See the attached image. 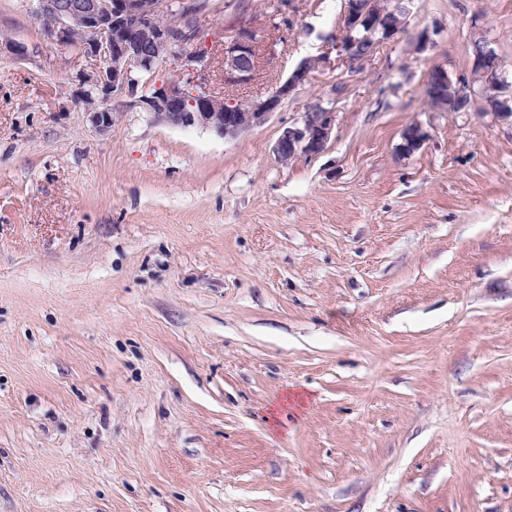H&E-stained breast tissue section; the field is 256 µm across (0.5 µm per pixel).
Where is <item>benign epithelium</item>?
Instances as JSON below:
<instances>
[{"instance_id": "obj_1", "label": "benign epithelium", "mask_w": 512, "mask_h": 512, "mask_svg": "<svg viewBox=\"0 0 512 512\" xmlns=\"http://www.w3.org/2000/svg\"><path fill=\"white\" fill-rule=\"evenodd\" d=\"M37 16L46 40L68 46L79 44L81 56H92L104 67L88 76L84 104L92 126H112V111L101 108L93 93L138 97L137 104L154 121L178 128H201L217 136L234 138L264 125L281 101L309 82L313 72L330 64L326 53L301 60L288 79L265 97L240 100L228 88L253 80L261 54L267 50L264 29H244L224 40V93L211 91L205 73V51L197 47L201 0H38ZM404 0H344L340 33L332 41L336 56L360 67L383 44L395 41L407 25ZM25 59L29 49L13 39L0 40V53ZM169 57L189 63L185 77L157 83L138 95L141 79ZM499 60L486 49L474 57L470 75L453 74L444 66L432 68L425 97L433 112H448L459 102L481 97L484 112L512 119V105L501 98ZM336 125V112L318 102L284 128L273 152L281 163L312 158L327 148ZM429 133L419 122L405 128L399 144L403 158L420 150Z\"/></svg>"}]
</instances>
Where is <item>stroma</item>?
<instances>
[{
  "label": "stroma",
  "instance_id": "35a3bbf8",
  "mask_svg": "<svg viewBox=\"0 0 512 512\" xmlns=\"http://www.w3.org/2000/svg\"><path fill=\"white\" fill-rule=\"evenodd\" d=\"M408 8L224 140L126 95L96 130L86 61L0 0V512H512V123L424 94L482 39L512 93V0ZM342 11L206 0L198 45L265 28V96ZM319 99L327 149L279 163ZM429 138V133L419 122H413L405 128L399 144V154L403 158L412 156L420 150Z\"/></svg>",
  "mask_w": 512,
  "mask_h": 512
}]
</instances>
